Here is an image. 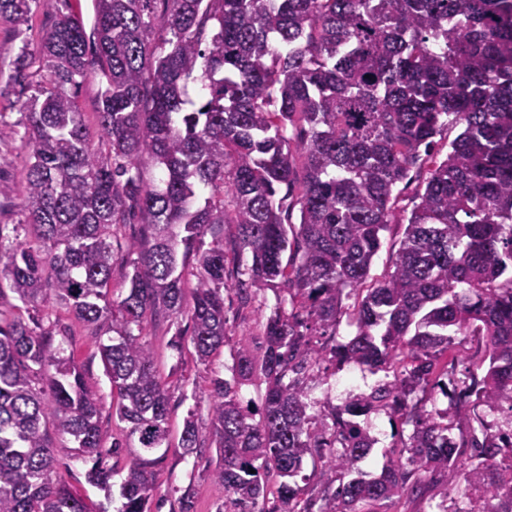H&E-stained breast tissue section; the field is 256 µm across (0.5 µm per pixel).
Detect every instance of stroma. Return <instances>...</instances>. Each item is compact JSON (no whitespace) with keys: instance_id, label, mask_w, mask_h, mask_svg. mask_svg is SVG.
Segmentation results:
<instances>
[{"instance_id":"35a3bbf8","label":"stroma","mask_w":512,"mask_h":512,"mask_svg":"<svg viewBox=\"0 0 512 512\" xmlns=\"http://www.w3.org/2000/svg\"><path fill=\"white\" fill-rule=\"evenodd\" d=\"M72 12L78 14L85 25L94 22V0H40L33 6L29 16L27 36L29 41L30 68L32 75L44 72V62L38 53V46L57 16ZM19 44L13 39L9 26L0 25V123L14 130L11 139L0 142V224H17L23 215L19 209V194L29 163V151L23 139L25 114L22 109L23 96L18 86L11 84L7 74L10 60ZM288 295L280 289H267L259 296L241 302L235 290L224 293V312L227 318L226 341L220 352L206 363L197 360L188 339L191 327L187 318L172 321H156L148 329L147 340L151 346L155 366L167 383L169 393L171 448L163 462L156 468V480L150 499L151 512H179L178 499L183 492H191L195 512H216L226 503L224 489L213 479L216 465V451L204 448L192 454H184L176 443L188 411H195L202 434L210 432V381L213 377L232 378L234 355L239 342H247L255 360H262L266 350L263 325L275 310H288ZM23 318L32 326L51 330L59 339L67 342V351L80 367L86 384L102 397L103 408L100 424L107 436L126 440L128 424L112 416V393L97 350V337L112 334L111 319H102L97 335H90L87 327L67 310L51 300L23 310ZM182 334L187 342L183 350L171 345L175 334ZM367 425L378 443L365 462L363 471L380 473L386 463L385 454L398 445V434L402 427L382 412L364 416ZM54 471L57 478L65 481L79 494L89 496L97 503H105L107 512H117L119 501L105 502L101 492L88 486L84 480L85 464L78 460L73 442L69 437L53 434Z\"/></svg>"}]
</instances>
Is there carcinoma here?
I'll return each mask as SVG.
<instances>
[{
	"instance_id": "1",
	"label": "carcinoma",
	"mask_w": 512,
	"mask_h": 512,
	"mask_svg": "<svg viewBox=\"0 0 512 512\" xmlns=\"http://www.w3.org/2000/svg\"><path fill=\"white\" fill-rule=\"evenodd\" d=\"M38 2L0 0L21 42L10 81L33 88L24 220L10 236L0 225V300L28 306L51 290L93 336L112 318L98 350L112 415L139 448L117 512H150L169 447L147 325L188 317L208 361L224 346L231 281L244 301L276 285L291 302L264 324L260 420L233 390L253 372L241 345L233 382L212 381L211 441L192 411L180 434L186 454L216 449L213 476L238 512H389L448 496L451 472L482 501L457 512H512V0H95L92 36L70 13L42 38L34 82L23 25ZM90 76L96 138L73 93ZM450 125L441 158L434 139ZM146 164L158 178L144 179ZM415 169L425 176L393 270L375 280ZM135 207L148 241L130 247L115 295L112 240ZM224 224L246 256L232 270L224 239L205 242ZM349 300L355 334L340 341ZM17 309L0 303V512H103L54 476L48 426L73 439L108 499V458L130 444L104 448L102 397ZM315 328L333 339L316 344ZM325 360L392 378L327 417L309 385ZM439 396L447 406L427 408ZM372 411L412 427L377 476L356 472L377 443L357 421ZM307 454L326 458L308 490L293 481ZM274 475L273 506L258 510Z\"/></svg>"
}]
</instances>
